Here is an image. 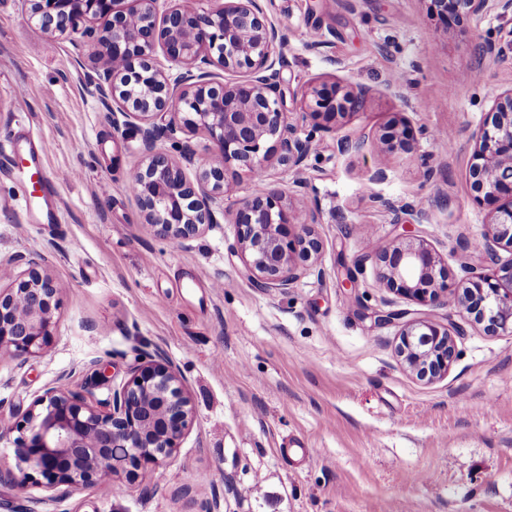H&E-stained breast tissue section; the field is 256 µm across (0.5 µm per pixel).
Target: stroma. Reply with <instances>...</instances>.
I'll list each match as a JSON object with an SVG mask.
<instances>
[{
	"mask_svg": "<svg viewBox=\"0 0 512 512\" xmlns=\"http://www.w3.org/2000/svg\"><path fill=\"white\" fill-rule=\"evenodd\" d=\"M288 34L280 91L293 120L307 85L365 90L361 111L315 141L291 207L318 205L320 271L288 291L249 279L235 227L192 240L154 237L128 173L142 162L133 132L112 129L115 107L89 84L90 43L31 26L18 0H0V145L24 132L51 143L54 224L37 221L0 160V268L43 254L59 290L57 332L41 354L0 355V423L23 416L62 375L86 387V363L109 361L122 382L139 353H161L196 409L177 451L143 483L85 487L50 512H512V336L470 325L446 376L419 380L396 352L398 330L376 309L406 300L356 283L347 265L402 224L431 245L450 275L478 262L490 204L471 187L473 131L512 88V14L440 24L430 0H265ZM489 42L492 53L479 55ZM405 122L420 156L367 148ZM453 133L442 149L432 133ZM384 169L385 180L370 176ZM425 209L417 223L411 207ZM472 248L461 251L460 240ZM312 448L298 461L289 442ZM232 480L240 497L225 495ZM198 496H181L182 488Z\"/></svg>",
	"mask_w": 512,
	"mask_h": 512,
	"instance_id": "stroma-1",
	"label": "stroma"
}]
</instances>
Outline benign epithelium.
Listing matches in <instances>:
<instances>
[{
	"mask_svg": "<svg viewBox=\"0 0 512 512\" xmlns=\"http://www.w3.org/2000/svg\"><path fill=\"white\" fill-rule=\"evenodd\" d=\"M460 15L492 10L512 13V0H432L437 15L448 19V2ZM22 13L51 37L91 33L94 57L103 69L94 79L104 105L118 102L125 121L113 129L140 136L141 167L136 191L144 224L161 239L188 240L218 223L216 213L236 227V249L248 276L261 289L286 290L318 260L323 245L312 233L316 207L289 209L277 187L233 201L239 178L267 173L273 148L280 163L297 175L305 168L319 133L331 132L336 117L361 110L365 94L313 88L308 92L311 122L306 135L290 121L280 96L288 66L280 51L284 31L273 24L261 0H214L209 9L188 0H20ZM162 51L168 68L158 65ZM243 71L226 84L213 69ZM203 129L214 152L186 178L183 164L196 152L177 134ZM171 141L174 157L158 147ZM472 178L478 195L496 204L481 246L483 257L460 264L458 282L448 283V266L411 230L390 243L377 244L356 261L376 268V282L397 296L421 305L453 308L464 321L483 325L490 336H512V88L494 100L491 121L473 132ZM382 152L416 154L420 144L403 130L378 140ZM508 256H502V252ZM43 257L25 259L26 269L0 273V354L25 358L44 351L57 328L58 288L41 271ZM375 322L399 326L398 353L421 379L448 373L458 356L456 337L464 329L453 318L438 323L405 309L376 310ZM129 377L108 398L92 388L72 389L61 378L39 395L21 420L8 426L15 440L18 472L11 483H32L48 495L32 499L53 503L71 490L98 484L145 481L170 458L194 421V407L179 371L162 355L147 354L128 370Z\"/></svg>",
	"mask_w": 512,
	"mask_h": 512,
	"instance_id": "benign-epithelium-1",
	"label": "benign epithelium"
}]
</instances>
